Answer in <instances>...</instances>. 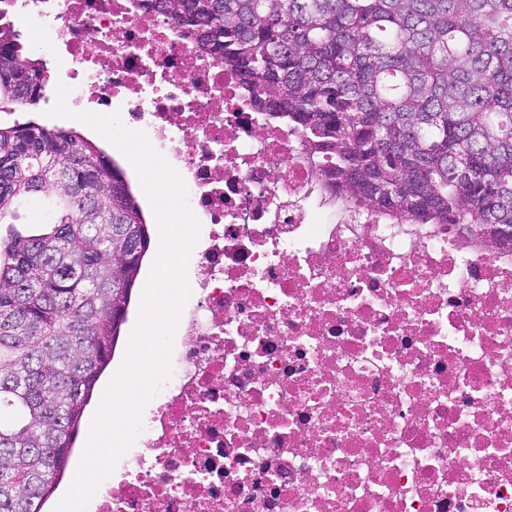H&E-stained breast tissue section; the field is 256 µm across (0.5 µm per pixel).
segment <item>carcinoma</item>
<instances>
[{"mask_svg":"<svg viewBox=\"0 0 512 512\" xmlns=\"http://www.w3.org/2000/svg\"><path fill=\"white\" fill-rule=\"evenodd\" d=\"M327 156L352 203L512 247V0H155ZM40 59L0 22V107ZM0 512H42L114 357L150 246L126 171L84 135L0 126Z\"/></svg>","mask_w":512,"mask_h":512,"instance_id":"obj_1","label":"carcinoma"}]
</instances>
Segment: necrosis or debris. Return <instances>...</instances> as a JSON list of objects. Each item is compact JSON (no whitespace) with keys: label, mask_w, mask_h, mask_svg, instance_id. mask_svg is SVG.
<instances>
[{"label":"necrosis or debris","mask_w":512,"mask_h":512,"mask_svg":"<svg viewBox=\"0 0 512 512\" xmlns=\"http://www.w3.org/2000/svg\"><path fill=\"white\" fill-rule=\"evenodd\" d=\"M200 222L172 372L92 512H512V250L346 202L143 0H0Z\"/></svg>","instance_id":"4bbe7bcc"}]
</instances>
